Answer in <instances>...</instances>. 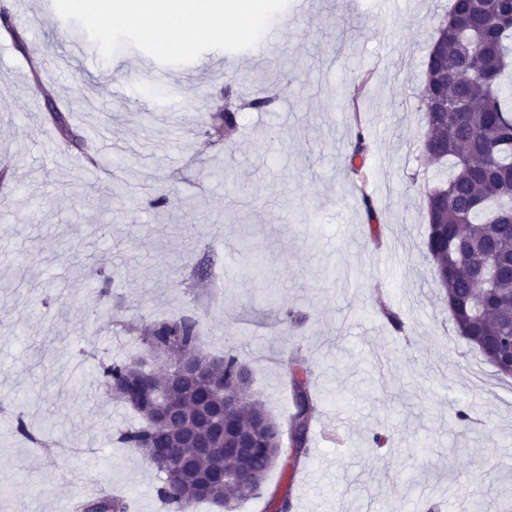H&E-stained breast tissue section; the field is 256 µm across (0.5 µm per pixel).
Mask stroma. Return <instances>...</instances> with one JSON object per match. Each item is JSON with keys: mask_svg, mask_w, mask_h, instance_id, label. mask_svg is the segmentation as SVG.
<instances>
[{"mask_svg": "<svg viewBox=\"0 0 512 512\" xmlns=\"http://www.w3.org/2000/svg\"><path fill=\"white\" fill-rule=\"evenodd\" d=\"M451 2L287 5L264 60L208 50L164 66L192 78L170 100L142 95L144 52L103 58L54 0H0V165L14 173L0 199V512H68L103 486L130 512H166L156 468L118 441L140 418L105 395L99 365L143 354L125 325L183 315L199 321L203 352L250 369L279 421L295 411L284 351L311 368L307 458H279L237 512H272L283 493L290 512L512 505V378L458 338L425 250L423 198L439 174L421 154L418 106ZM42 55L58 64L33 74ZM228 90L274 101L240 111L233 139L213 147L208 113ZM60 107L83 142L106 141L119 179L61 147ZM359 132L356 174L346 156ZM159 192L172 207H153ZM109 275V321L96 323ZM289 309L302 321L282 336ZM18 415L33 439L7 428Z\"/></svg>", "mask_w": 512, "mask_h": 512, "instance_id": "stroma-1", "label": "stroma"}]
</instances>
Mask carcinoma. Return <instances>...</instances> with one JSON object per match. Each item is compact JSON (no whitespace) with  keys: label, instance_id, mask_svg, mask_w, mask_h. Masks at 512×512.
<instances>
[{"label":"carcinoma","instance_id":"cac0c4a2","mask_svg":"<svg viewBox=\"0 0 512 512\" xmlns=\"http://www.w3.org/2000/svg\"><path fill=\"white\" fill-rule=\"evenodd\" d=\"M512 0H473L462 6L453 0L424 60V95L419 111L423 124L422 151L429 159L447 163L450 172L426 192L428 221L426 253L434 279L452 310L456 332L468 343L485 336H512V270L498 271L501 260H512V106L502 99L503 78L512 68ZM62 142H77L63 112L52 113ZM237 128L230 107L209 114L208 137L220 142ZM125 331L143 344L200 349L199 321L190 316L156 320ZM240 362L227 353L222 359L224 387L233 381ZM296 412L281 435L287 437L293 464L307 455L314 405L307 387L308 367L299 352L285 360ZM136 363L113 359L100 366L105 390L135 377ZM233 422L258 427L253 396L243 389L229 407ZM119 440L137 448L149 440L159 445L175 441L167 428L146 424L122 431ZM282 441L262 438L255 468L269 471ZM156 495L171 512H191L201 501L190 480L164 475ZM85 512H127L110 496L88 501Z\"/></svg>","mask_w":512,"mask_h":512}]
</instances>
